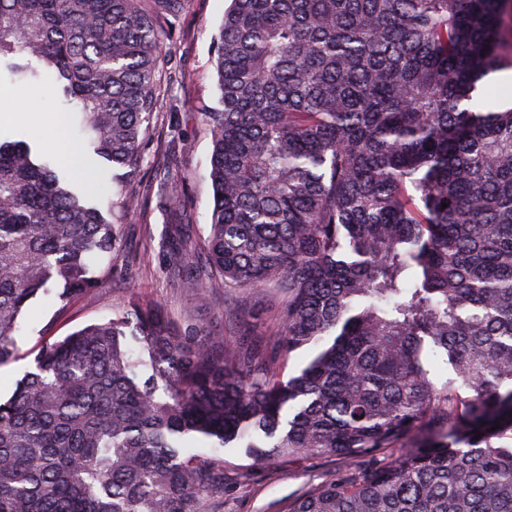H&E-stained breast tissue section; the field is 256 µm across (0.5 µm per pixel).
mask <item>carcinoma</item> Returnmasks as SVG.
Here are the masks:
<instances>
[{
	"label": "carcinoma",
	"mask_w": 512,
	"mask_h": 512,
	"mask_svg": "<svg viewBox=\"0 0 512 512\" xmlns=\"http://www.w3.org/2000/svg\"><path fill=\"white\" fill-rule=\"evenodd\" d=\"M188 0H0L9 84L81 107L96 155L136 175L162 110L161 33ZM512 0H232L216 41L211 277L286 295L277 345L178 328L128 297L46 342L0 400V512H205L276 462L346 466L283 512H512V108L478 86ZM0 139V364L27 303L98 284L140 195L107 213ZM461 384L429 377L425 343ZM314 349L297 375L289 355ZM482 433L476 437V433ZM209 444L200 443L199 448H190L191 452L202 456L203 458L219 457L224 459V472L229 477V482L234 481L235 473L238 471L237 465L248 463L235 448H207Z\"/></svg>",
	"instance_id": "carcinoma-1"
}]
</instances>
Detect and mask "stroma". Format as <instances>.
<instances>
[{
  "label": "stroma",
  "instance_id": "1",
  "mask_svg": "<svg viewBox=\"0 0 512 512\" xmlns=\"http://www.w3.org/2000/svg\"><path fill=\"white\" fill-rule=\"evenodd\" d=\"M230 0H189L176 22L174 35L166 42L164 65L184 73L187 84H174L165 91L166 108L161 129L147 146L143 166L135 177L136 185H150L151 193L137 212L121 226L119 250L104 283L87 294L61 303L57 291L38 294L25 311L14 337L16 358L0 365V398H9L27 371L32 370L39 347L45 341L60 339L86 325L111 318L129 294L162 305L179 328L214 326L224 328L227 339L249 336L273 344L280 335L278 312L283 294L246 298L241 292L215 288L210 299H200L186 288L165 278V230L173 221L189 227L195 253L191 268L204 266L205 239L212 210V188L208 179L210 137L198 122L192 106L195 99L217 105L218 89L214 67V38ZM29 98L26 122H16L19 97ZM64 116L72 142L79 153L73 172H82L88 159L87 138L79 128L74 107L61 103L42 85L12 86L0 91V132L24 140L41 152L59 158L51 117ZM172 163L178 178L187 188L191 202L182 215H173L160 198L158 165ZM248 304L252 314L245 322L228 324L224 310ZM344 466L333 458L301 460L258 473L252 480L230 484L218 512H283L288 501L310 487L332 478Z\"/></svg>",
  "mask_w": 512,
  "mask_h": 512
}]
</instances>
